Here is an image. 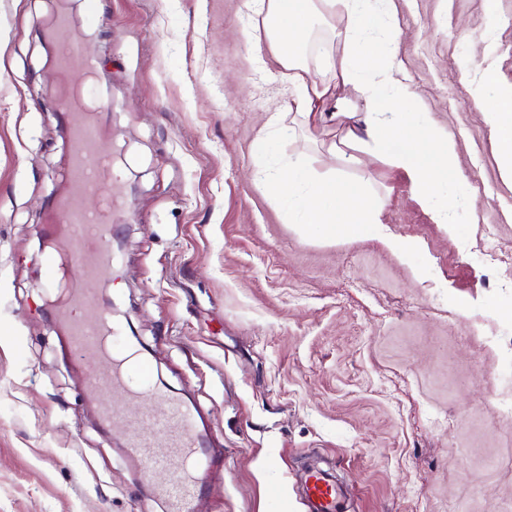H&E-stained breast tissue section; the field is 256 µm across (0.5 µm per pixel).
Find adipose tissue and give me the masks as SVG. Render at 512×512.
<instances>
[{
	"label": "adipose tissue",
	"instance_id": "adipose-tissue-1",
	"mask_svg": "<svg viewBox=\"0 0 512 512\" xmlns=\"http://www.w3.org/2000/svg\"><path fill=\"white\" fill-rule=\"evenodd\" d=\"M254 2L269 47L282 67L279 78L294 89L296 107L302 116L328 110L332 93L329 84L318 80L321 72L333 74L342 85L353 86L363 98L366 113L362 129L348 130L344 145H330V152L348 164L354 160V144L362 142L391 149L393 164L406 173L421 203L434 211L439 223H451L458 195L454 184L439 177L438 167L454 158V141L440 138L435 150L437 159L429 161L420 148V121L404 120L401 113L386 105L393 74L399 67L394 50L398 33L393 14L376 15L374 0ZM335 16L344 19L343 30L331 25ZM317 19L326 21L327 37L320 46L317 65L312 66L305 56L304 35ZM375 22L381 23L388 34L385 44L374 48L358 43V33ZM339 39L346 48L340 58L331 50ZM482 86L492 93L483 119L495 137L502 174L512 180V89L499 88L491 71L485 72ZM254 175L275 199L286 204L289 219L314 234L332 235L340 226L357 228L381 222V202L376 195L346 186L335 178L315 176L299 162H289L276 170L260 165Z\"/></svg>",
	"mask_w": 512,
	"mask_h": 512
}]
</instances>
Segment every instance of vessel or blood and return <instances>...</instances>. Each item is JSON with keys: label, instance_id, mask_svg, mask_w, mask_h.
Segmentation results:
<instances>
[{"label": "vessel or blood", "instance_id": "1", "mask_svg": "<svg viewBox=\"0 0 512 512\" xmlns=\"http://www.w3.org/2000/svg\"><path fill=\"white\" fill-rule=\"evenodd\" d=\"M79 38L68 28L59 32L58 71L70 77L74 69L93 70L94 62L79 51ZM76 149L69 169L74 186L71 195L57 203L61 223L70 225L71 234L64 244L48 252L46 266L50 287L58 291L57 299L74 313L70 333L74 350L96 357L102 367L97 380L108 403L100 410L102 423L126 419L127 454L148 467L147 476L156 494L168 504V512H190L195 492L204 484L201 466L205 442L195 430L194 418L180 402L156 393L149 412L131 415L127 406L149 389L153 375L149 360L134 357L128 348L114 344L118 332L109 314L101 306L94 282L112 265L107 239L112 233V216L118 198L111 192L112 160L99 129L87 115H80L72 126ZM102 190L96 209H88L85 193ZM79 262L85 284H69L66 267ZM152 425L151 436L141 437L138 429ZM303 492L310 512H343L344 498L335 481L324 471H309Z\"/></svg>", "mask_w": 512, "mask_h": 512}]
</instances>
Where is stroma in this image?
Segmentation results:
<instances>
[{
    "label": "stroma",
    "instance_id": "obj_1",
    "mask_svg": "<svg viewBox=\"0 0 512 512\" xmlns=\"http://www.w3.org/2000/svg\"><path fill=\"white\" fill-rule=\"evenodd\" d=\"M98 122L124 244L97 289L184 401L222 465L198 512H307L329 472L350 512H499L512 503V181L482 119L485 70L512 88V0H389L397 105L456 142L453 223L379 150L341 165L331 122L284 121L268 159L339 169L382 196L385 236L312 235L252 178L254 143L293 99L251 0H83ZM51 0H0V512H167L101 426L97 358L46 305L50 198L72 189L47 62ZM495 24H488V15ZM494 234L503 261L475 253ZM418 243L408 254L386 238Z\"/></svg>",
    "mask_w": 512,
    "mask_h": 512
}]
</instances>
